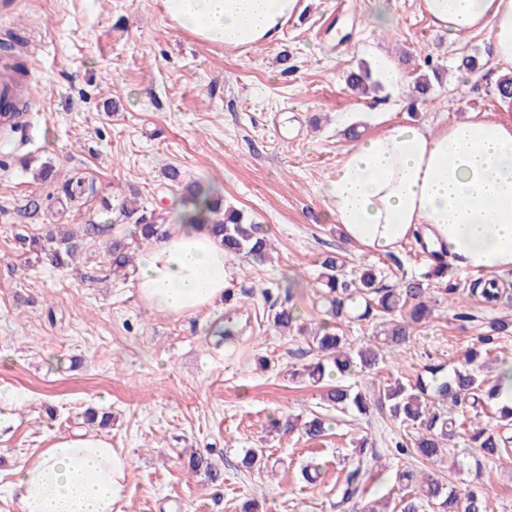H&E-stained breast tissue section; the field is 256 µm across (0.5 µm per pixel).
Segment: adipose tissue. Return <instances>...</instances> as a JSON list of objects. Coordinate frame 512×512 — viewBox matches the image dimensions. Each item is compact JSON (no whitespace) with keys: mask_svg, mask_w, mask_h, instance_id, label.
<instances>
[{"mask_svg":"<svg viewBox=\"0 0 512 512\" xmlns=\"http://www.w3.org/2000/svg\"><path fill=\"white\" fill-rule=\"evenodd\" d=\"M299 0H160L175 27L238 48L278 37ZM449 35L485 33L493 78L512 71V0H422ZM374 133L357 139L328 180L329 217L368 251L410 237L474 272L512 270V123L475 116L433 130L365 112ZM223 247L208 225L178 219L140 246L133 286L150 311L191 316L223 303ZM131 461L93 430L53 435L5 484L20 512H116Z\"/></svg>","mask_w":512,"mask_h":512,"instance_id":"adipose-tissue-1","label":"adipose tissue"}]
</instances>
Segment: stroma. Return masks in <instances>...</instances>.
<instances>
[{"mask_svg":"<svg viewBox=\"0 0 512 512\" xmlns=\"http://www.w3.org/2000/svg\"><path fill=\"white\" fill-rule=\"evenodd\" d=\"M420 2L385 0L395 25L382 31L368 21L375 0H300L278 39L246 53L173 28L155 0H14L0 14V42L20 38L32 90L22 129L0 136V479L52 435L87 428L92 407L108 413L103 432L131 459L121 512H240L246 501L259 512H361L396 500L405 469L456 486L480 479L488 512H512V457L477 462L463 439L434 463L398 454L402 430L388 412L337 413L323 388L295 377L317 352L308 337L278 331L269 311L288 299L304 323L319 322L317 262L328 253L343 256L350 274L372 266L384 286L430 266L415 240L380 255L327 220L326 182L353 113L389 112L435 130L470 115L512 121L494 80L459 66L463 56L486 57L485 35L449 37ZM379 53L399 65L401 91H352L350 72ZM430 67L439 81L422 100L415 81ZM47 162L53 175L36 179ZM170 166L214 188L274 242L264 264L227 259L223 306L193 317L150 312L130 280L110 274L102 237L85 240L63 268L30 251V237L106 222L107 206L134 190L175 218ZM70 178L82 183L72 199L62 191ZM429 296L434 312L409 343L375 344L378 368L348 384L367 393L393 376L415 380L425 365L462 361L478 324L454 319L442 282ZM228 320L233 335L215 337ZM284 412L324 414L330 427L316 440L270 432V418ZM364 436L372 471L337 507L336 486ZM248 448L263 449V468L241 467ZM206 449L221 483L187 466ZM310 464L321 471L314 484L301 477Z\"/></svg>","mask_w":512,"mask_h":512,"instance_id":"1","label":"stroma"}]
</instances>
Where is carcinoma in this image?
Returning <instances> with one entry per match:
<instances>
[{
	"mask_svg": "<svg viewBox=\"0 0 512 512\" xmlns=\"http://www.w3.org/2000/svg\"><path fill=\"white\" fill-rule=\"evenodd\" d=\"M371 79V69L363 67L349 75V84L355 91L364 92ZM170 185L180 192L179 205L187 206L201 192L202 185L185 183L181 171L170 166L165 171ZM211 205L207 209L206 223L211 225L214 237L224 247L226 255L266 262L272 247L271 239L261 226L246 217L240 210L224 207V200L212 189H207ZM112 223L86 224L83 236L67 230L51 232L46 238L30 239L36 255L55 268L69 265L75 259L82 237L93 238L114 230L116 225L130 227L129 235L136 238L161 236L166 218L148 200L136 193L124 196L112 208ZM108 265L112 274L127 277L133 267L130 243L126 236L115 235L106 246ZM346 262L330 253L320 260L319 280L324 288V318L312 336V344L320 353L317 362L300 371V375L312 383L319 384L324 378H342L355 372L378 367L379 354L372 346L353 351L346 347L342 334V323L381 319L387 325L383 330L384 341L396 346L410 340V328L428 319L434 311L428 297L429 284L426 280L408 279L397 287L378 285L376 274L366 269L356 278L344 273ZM470 295H480L482 302H498L504 289L494 280L478 276L469 285ZM273 325L282 332L305 333V326L299 324V310L286 304L271 306ZM512 335V320L494 318L484 326L483 331L466 351L460 368L445 371L442 364L427 365L416 381L403 382L395 378L383 385L378 394L369 397L366 393L352 390L341 382L328 385L324 400L328 406L341 412L359 415L370 413L372 406L388 410L392 420L399 423L405 432L396 449L404 454L413 452L422 461H435L445 452V442L461 437L470 443V448L483 458L493 461L512 448V409L501 407L489 412L492 400L497 398L498 386L481 377V361L489 355L494 345L504 337ZM455 408V414L445 415L434 411L443 403ZM326 421L322 415L313 414L304 422L302 433L309 439L324 435ZM188 466L207 481L218 483L222 472L215 466L209 453L195 452ZM367 464L362 457L347 474L340 490V501L336 506L351 501L359 492L366 476ZM427 490L421 497L401 499L396 505L397 512H420L423 504L435 506L438 512H486L482 493L473 486L458 489L445 486L430 476L425 477Z\"/></svg>",
	"mask_w": 512,
	"mask_h": 512,
	"instance_id": "obj_1",
	"label": "carcinoma"
}]
</instances>
